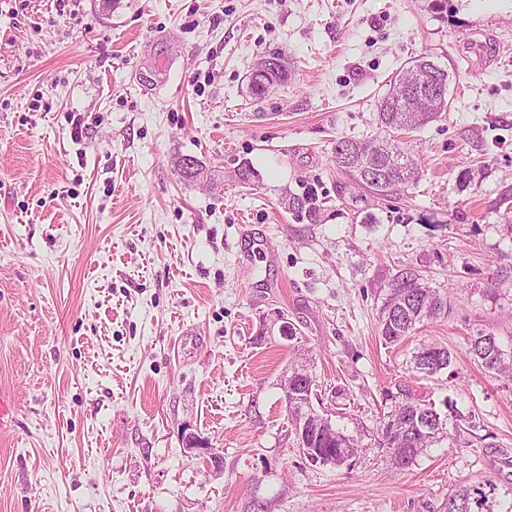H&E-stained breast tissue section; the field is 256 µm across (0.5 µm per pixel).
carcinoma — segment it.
I'll return each mask as SVG.
<instances>
[{
  "instance_id": "cac0c4a2",
  "label": "carcinoma",
  "mask_w": 512,
  "mask_h": 512,
  "mask_svg": "<svg viewBox=\"0 0 512 512\" xmlns=\"http://www.w3.org/2000/svg\"><path fill=\"white\" fill-rule=\"evenodd\" d=\"M437 76L448 79V70L434 61L417 59L398 78L392 90L381 98L378 121L389 130L415 131L439 121L448 111V101L439 97H426V90L417 87L416 80L424 68ZM287 78V66L279 57L265 58L258 62L253 76V89L261 93L264 84ZM336 164L357 185L378 196H389L416 181L420 174L418 162L399 144L384 139L342 138L334 148ZM448 313V301L439 292L421 281L420 275L401 272L388 283V293L380 309L379 335L386 345H395L414 331L417 325ZM496 342L490 333L479 332L471 341V352L489 372L498 375L512 374V360L494 357L492 353L476 351L480 345ZM448 348L425 345L413 355L412 371L423 378H432L451 365ZM385 399L394 406L379 421L376 442L386 449L395 469L403 471L412 466L423 452L444 440L450 439L448 420L454 413L450 403L440 412L430 404L416 401L407 392L396 395L385 393ZM309 407L305 399L295 393L288 394L290 422L307 421ZM397 417L412 423V432L402 436L388 422ZM305 442L310 448L343 465L345 455L358 453L359 444L353 437L333 428L326 419L308 421ZM446 512H512V498L500 494L496 482L485 479L455 490L445 504Z\"/></svg>"
}]
</instances>
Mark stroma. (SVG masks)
<instances>
[{"label": "stroma", "mask_w": 512, "mask_h": 512, "mask_svg": "<svg viewBox=\"0 0 512 512\" xmlns=\"http://www.w3.org/2000/svg\"><path fill=\"white\" fill-rule=\"evenodd\" d=\"M274 54L291 75L254 94ZM421 56L448 110L396 132L421 176L377 197L333 148L380 134ZM507 197L512 0H0V512H445L466 484L512 490V378L469 351L483 331L512 352ZM404 269L448 313L390 346ZM431 342L452 363L415 377ZM296 360L359 440L350 464L301 453ZM400 388L474 422L402 472L373 439ZM300 366L304 365L296 364L293 367H291L290 371L288 372V374H286L283 381V390L285 394L288 396V416L292 426H295V420H307V415L309 414V407L307 406L305 399L301 398L300 395H295L298 394L297 392H290L289 394L288 391V377L293 373L295 369L299 368Z\"/></svg>", "instance_id": "1"}]
</instances>
